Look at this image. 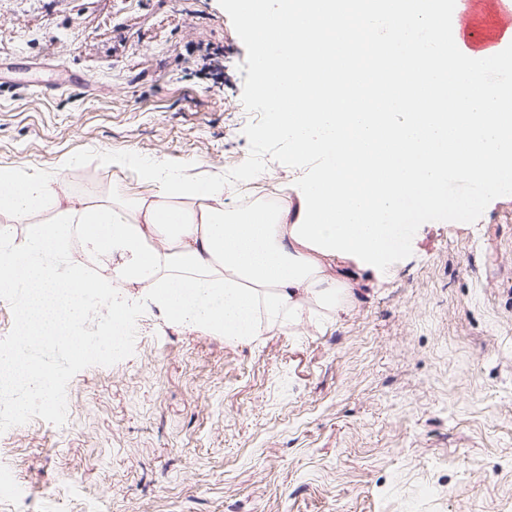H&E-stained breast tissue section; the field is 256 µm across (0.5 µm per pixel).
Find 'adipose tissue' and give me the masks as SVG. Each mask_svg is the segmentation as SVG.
<instances>
[{
	"instance_id": "ef3b65f1",
	"label": "adipose tissue",
	"mask_w": 512,
	"mask_h": 512,
	"mask_svg": "<svg viewBox=\"0 0 512 512\" xmlns=\"http://www.w3.org/2000/svg\"><path fill=\"white\" fill-rule=\"evenodd\" d=\"M352 0H253L247 32L263 36L269 12L288 26L287 41L267 39L256 67L267 73L268 137L316 159L295 187L296 204L247 210L224 206L221 182H189L156 165L139 166L156 185L135 199L93 201L57 189L56 178L20 177L0 168V294L17 299L19 331L33 345L75 329L89 298L106 303L113 322L128 324L129 302L143 297L186 329L244 342L288 322L345 311L353 296L338 261L382 270L402 208L441 204L449 171L512 189V113L478 70L448 71L438 31L447 0H379L345 14ZM342 45L345 69L329 71L321 89L305 73L318 69L308 40ZM395 96L364 106L370 81ZM289 111H282V104ZM53 211L46 222L38 214ZM26 226L16 240L15 224ZM97 262L88 276L59 269L72 236Z\"/></svg>"
}]
</instances>
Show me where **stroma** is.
Returning <instances> with one entry per match:
<instances>
[{
  "label": "stroma",
  "mask_w": 512,
  "mask_h": 512,
  "mask_svg": "<svg viewBox=\"0 0 512 512\" xmlns=\"http://www.w3.org/2000/svg\"><path fill=\"white\" fill-rule=\"evenodd\" d=\"M210 48L221 78L183 76ZM257 50L232 0H0V167L153 194L100 161L134 154L232 209L294 203L315 161L266 136ZM440 194L340 314L229 343L142 303L108 360L30 350L62 412L0 403L27 490L0 512H512V193Z\"/></svg>",
  "instance_id": "stroma-1"
}]
</instances>
